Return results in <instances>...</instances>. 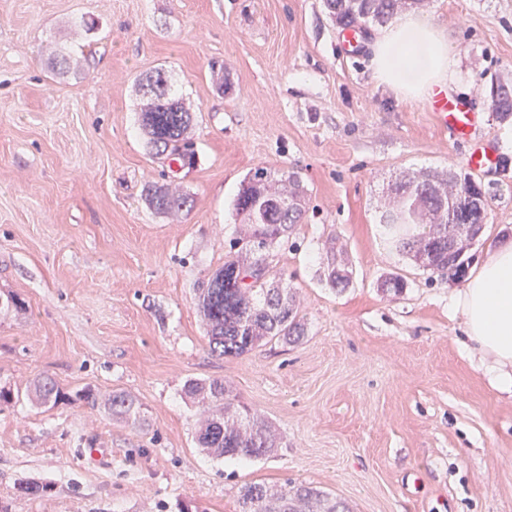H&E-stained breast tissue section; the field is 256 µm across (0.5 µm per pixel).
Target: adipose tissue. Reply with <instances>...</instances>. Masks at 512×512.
Returning <instances> with one entry per match:
<instances>
[{
    "label": "adipose tissue",
    "instance_id": "obj_1",
    "mask_svg": "<svg viewBox=\"0 0 512 512\" xmlns=\"http://www.w3.org/2000/svg\"><path fill=\"white\" fill-rule=\"evenodd\" d=\"M371 66L378 84L419 99L447 84L456 60L436 25L411 14L377 31ZM453 306L464 318L466 336L492 359L486 372L493 387L512 394V238L486 252Z\"/></svg>",
    "mask_w": 512,
    "mask_h": 512
}]
</instances>
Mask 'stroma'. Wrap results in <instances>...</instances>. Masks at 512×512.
Returning a JSON list of instances; mask_svg holds the SVG:
<instances>
[{"label": "stroma", "instance_id": "1", "mask_svg": "<svg viewBox=\"0 0 512 512\" xmlns=\"http://www.w3.org/2000/svg\"><path fill=\"white\" fill-rule=\"evenodd\" d=\"M417 12L456 56L446 92L478 114L469 139L451 138L430 100L378 85L369 41L345 42L323 0H0V387L13 393L0 405V506L238 512L244 484L292 482L350 512H512V395L464 336L460 282L388 249L380 224L395 182L467 173L475 145L512 158V118L487 105L492 87L512 89V0ZM83 17L97 27L78 37ZM61 50L71 68L55 76ZM161 67L194 108L190 168L169 166L139 126L137 80ZM257 166L306 189L304 219L273 257L305 333L221 356L195 288L223 266ZM472 175L490 194L475 264L512 237V170ZM149 182L180 187L191 207L156 213ZM330 241L352 271L343 289L321 276ZM395 273L403 292L381 291ZM42 376L97 405L38 403ZM214 379L272 423L274 454L198 448L186 386ZM118 392L138 420L105 407ZM31 482L41 492L24 493Z\"/></svg>", "mask_w": 512, "mask_h": 512}]
</instances>
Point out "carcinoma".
<instances>
[{"label": "carcinoma", "instance_id": "carcinoma-1", "mask_svg": "<svg viewBox=\"0 0 512 512\" xmlns=\"http://www.w3.org/2000/svg\"><path fill=\"white\" fill-rule=\"evenodd\" d=\"M336 25L349 29L358 23L385 24L397 15L399 0H324ZM490 110L502 120L512 116V93L499 86L491 90ZM140 126L149 143L168 153L181 166L192 165L196 153L187 131L193 113L184 98L165 83L157 94L148 96L140 112ZM443 180L436 176L408 178L393 187L398 205L382 217L388 244L409 254L420 268L462 279L469 259L448 246V203L439 193ZM454 211L459 224H485L488 220V192L473 191ZM145 198L153 210L174 213L186 208L189 197L157 183L145 188ZM305 189L291 173L274 187L264 167L251 169L241 182L235 200L236 214L246 227L243 236L230 245L224 266L198 282V309L208 326L209 345L221 356L237 357L273 340L295 343L304 335V319L293 301L291 290L274 284L270 257L281 245L289 225L304 214ZM323 279L333 288L346 287L352 272L343 261L328 263ZM34 390L42 403L57 404L67 398L88 406L97 404L89 390L66 395L55 380L44 376ZM187 392L215 403V410L197 431L198 444L216 458L251 459L265 457L276 448V437L266 421L256 413L235 409L234 398L221 380L191 382ZM109 410L127 419H136L138 406L125 394L108 399ZM239 512H348L341 502L307 485L287 483L272 492L260 483L242 486L238 492Z\"/></svg>", "mask_w": 512, "mask_h": 512}]
</instances>
